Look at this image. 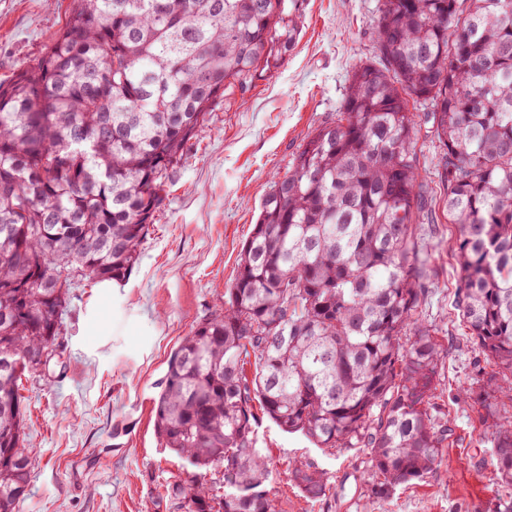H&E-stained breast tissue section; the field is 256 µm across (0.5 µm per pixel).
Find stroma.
<instances>
[{"mask_svg": "<svg viewBox=\"0 0 512 512\" xmlns=\"http://www.w3.org/2000/svg\"><path fill=\"white\" fill-rule=\"evenodd\" d=\"M377 4L299 0V32L285 62L218 106L171 174L126 279L125 315L116 329L90 331L83 316L98 288L73 289L60 361L20 387L38 464L15 512H177L167 488L189 465L160 448L154 433V399L168 357L220 308L272 175L286 174L308 135L335 119L352 68L374 57ZM73 6L74 0H0V80L37 54ZM420 230L434 282L424 315L448 351L434 403L453 424L436 473L382 504L368 496L366 449L325 451L264 418L257 439L270 459L277 512H499L500 503L512 501V487L495 479L492 434L476 403L497 367L473 344L454 307L455 227L441 211ZM298 460L325 473L324 497L307 499L291 481Z\"/></svg>", "mask_w": 512, "mask_h": 512, "instance_id": "1", "label": "stroma"}]
</instances>
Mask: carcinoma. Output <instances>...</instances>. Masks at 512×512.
<instances>
[{
    "label": "carcinoma",
    "mask_w": 512,
    "mask_h": 512,
    "mask_svg": "<svg viewBox=\"0 0 512 512\" xmlns=\"http://www.w3.org/2000/svg\"><path fill=\"white\" fill-rule=\"evenodd\" d=\"M375 34L379 62L352 69L336 120L272 176L224 309L169 356L154 428L195 468L167 489L180 512H275L255 401L318 448L367 449L373 499L435 473L446 349L423 317L431 201L410 98L443 147L457 310L498 367L486 393L512 403V0H379ZM297 35L286 0H78L0 82V512L36 463L19 381L56 348L70 289L131 273L190 140ZM490 407L511 486L512 419ZM216 467L220 499L205 482ZM291 477L325 496L313 464Z\"/></svg>",
    "instance_id": "cac0c4a2"
}]
</instances>
